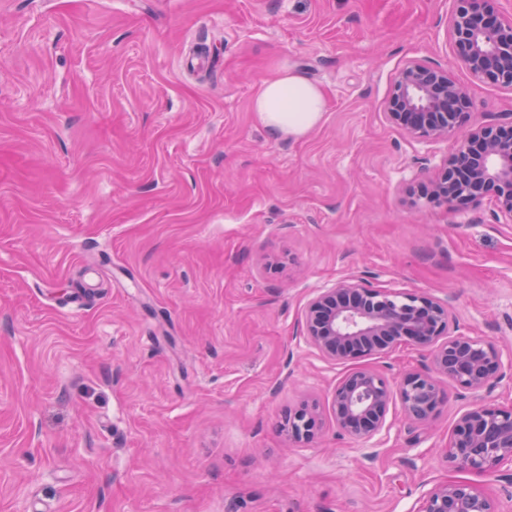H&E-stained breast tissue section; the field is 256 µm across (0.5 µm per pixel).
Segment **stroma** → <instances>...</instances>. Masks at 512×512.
Returning <instances> with one entry per match:
<instances>
[{"instance_id":"obj_1","label":"stroma","mask_w":512,"mask_h":512,"mask_svg":"<svg viewBox=\"0 0 512 512\" xmlns=\"http://www.w3.org/2000/svg\"><path fill=\"white\" fill-rule=\"evenodd\" d=\"M451 0H0V512H415L464 481L512 512V480L450 468L457 387L374 448L336 427L352 367L296 334L347 276L448 299L462 333L512 352V224L491 202L414 209L450 142L383 103L410 60L448 67L474 124L512 88L473 78ZM286 68L326 97L300 141L250 108ZM320 433L289 441L286 409ZM282 429L288 438L297 443H310L317 438L316 406L302 404L285 413Z\"/></svg>"}]
</instances>
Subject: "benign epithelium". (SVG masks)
<instances>
[{
	"label": "benign epithelium",
	"mask_w": 512,
	"mask_h": 512,
	"mask_svg": "<svg viewBox=\"0 0 512 512\" xmlns=\"http://www.w3.org/2000/svg\"><path fill=\"white\" fill-rule=\"evenodd\" d=\"M445 26L456 59L476 79L512 87V17L500 18L485 0H452ZM387 121L413 140L453 139L451 151L424 187L410 197L429 203H482L493 193V215L512 224V121L470 123V99L448 68L417 60L394 77L384 101ZM448 300L424 293L392 292L354 276L311 291L301 316L299 340L323 361L388 353L402 344L430 348L431 366L397 381L370 368H354L337 383L332 406L337 427L353 439L379 443L399 403L406 420L422 423L442 402L440 377L454 382L468 400L448 445V466L495 474L512 467V405L489 403L487 395L512 378V355L493 342L458 335L449 328ZM282 429L297 443L317 438L316 406L285 413ZM417 512H498L496 502L464 482L435 484Z\"/></svg>",
	"instance_id": "7a95c632"
}]
</instances>
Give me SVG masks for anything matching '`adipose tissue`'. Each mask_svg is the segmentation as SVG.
Wrapping results in <instances>:
<instances>
[{
    "label": "adipose tissue",
    "instance_id": "1",
    "mask_svg": "<svg viewBox=\"0 0 512 512\" xmlns=\"http://www.w3.org/2000/svg\"><path fill=\"white\" fill-rule=\"evenodd\" d=\"M251 108L268 135L298 140L321 123L326 100L317 85L300 72L288 69L261 84Z\"/></svg>",
    "mask_w": 512,
    "mask_h": 512
}]
</instances>
